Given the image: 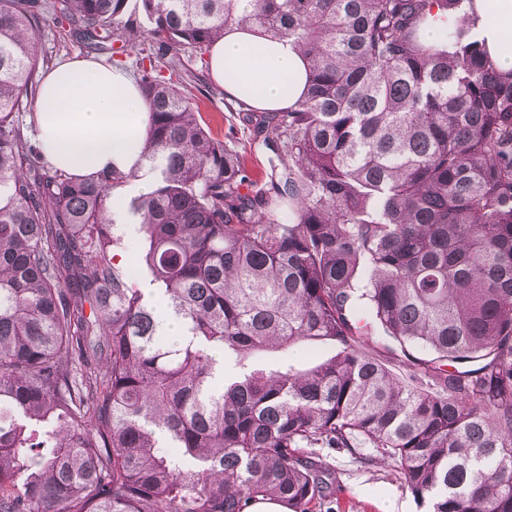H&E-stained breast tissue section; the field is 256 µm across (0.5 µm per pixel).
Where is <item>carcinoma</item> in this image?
<instances>
[{
  "label": "carcinoma",
  "mask_w": 512,
  "mask_h": 512,
  "mask_svg": "<svg viewBox=\"0 0 512 512\" xmlns=\"http://www.w3.org/2000/svg\"><path fill=\"white\" fill-rule=\"evenodd\" d=\"M467 2L139 0L148 59L204 64L249 24L309 74L255 120L285 160L256 179L234 125L139 62L159 176L126 198L135 174L53 169L20 118L37 30L109 50L127 0H0V512H313L337 491L317 448L374 449L429 512H512V76L466 19L423 36ZM298 344L337 352L245 366ZM388 346H392L394 348L393 353L388 350ZM372 348L375 350L376 354L380 356V358L384 361V363L394 372L395 374L401 376V375H408L409 373H412L413 370H415L417 380L416 381H422L424 386L428 383L430 384V380L423 376V374H420L419 371L412 368L411 366H408L406 363L402 362L404 360L402 354L400 353V350L396 348V346L389 344V343H380L378 345L371 344Z\"/></svg>",
  "instance_id": "carcinoma-1"
}]
</instances>
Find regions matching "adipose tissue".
<instances>
[{
  "mask_svg": "<svg viewBox=\"0 0 512 512\" xmlns=\"http://www.w3.org/2000/svg\"><path fill=\"white\" fill-rule=\"evenodd\" d=\"M478 34L495 65L512 71L501 50L512 35V0H473ZM307 61L288 39L267 40L250 28L225 31L210 49L208 75L226 97L263 112L287 110L301 96ZM148 107L124 69L91 58L62 63L37 92L34 136L54 169L89 178L109 169L134 173L132 190L147 192L156 173L142 155Z\"/></svg>",
  "mask_w": 512,
  "mask_h": 512,
  "instance_id": "adipose-tissue-1",
  "label": "adipose tissue"
}]
</instances>
